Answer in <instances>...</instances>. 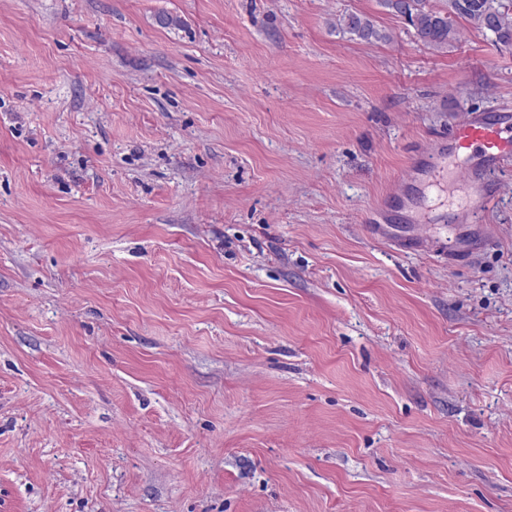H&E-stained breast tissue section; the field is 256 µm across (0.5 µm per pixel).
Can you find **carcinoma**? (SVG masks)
<instances>
[{"mask_svg": "<svg viewBox=\"0 0 512 512\" xmlns=\"http://www.w3.org/2000/svg\"><path fill=\"white\" fill-rule=\"evenodd\" d=\"M389 13L403 18L415 37L428 47L446 50L457 40L451 16L494 36L495 42L512 45V5L503 0H449V9H438L430 0H380ZM336 28L365 42L386 41L390 35L364 14L351 12L336 20Z\"/></svg>", "mask_w": 512, "mask_h": 512, "instance_id": "1", "label": "carcinoma"}]
</instances>
